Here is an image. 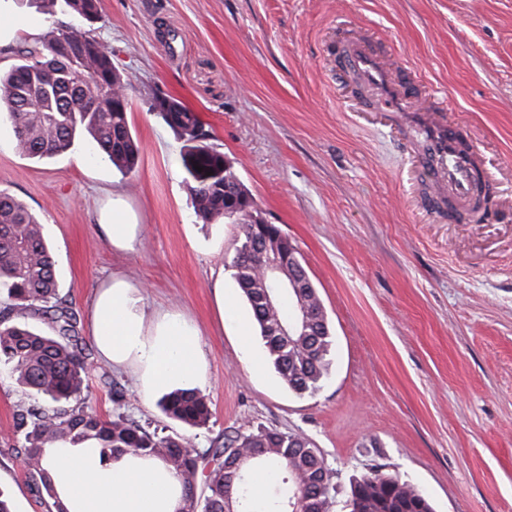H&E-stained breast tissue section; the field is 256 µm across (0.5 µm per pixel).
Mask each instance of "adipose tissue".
Instances as JSON below:
<instances>
[{"label":"adipose tissue","instance_id":"1","mask_svg":"<svg viewBox=\"0 0 512 512\" xmlns=\"http://www.w3.org/2000/svg\"><path fill=\"white\" fill-rule=\"evenodd\" d=\"M98 227L111 246L133 249L138 224L121 198L101 212ZM91 334L110 365H137L144 390H170L204 384V356L199 334L173 315L146 327L135 288L118 278L103 282L90 307ZM46 458L59 496L69 512H177L178 477L159 459L125 455L103 460L98 448H50Z\"/></svg>","mask_w":512,"mask_h":512}]
</instances>
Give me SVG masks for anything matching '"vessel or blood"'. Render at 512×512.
<instances>
[{"instance_id":"vessel-or-blood-1","label":"vessel or blood","mask_w":512,"mask_h":512,"mask_svg":"<svg viewBox=\"0 0 512 512\" xmlns=\"http://www.w3.org/2000/svg\"><path fill=\"white\" fill-rule=\"evenodd\" d=\"M338 69L342 74L356 76L361 84L375 90L374 106L385 112H398L421 136V145L431 161L425 173L430 192L428 208L438 206L447 198L449 220L460 218L477 221L474 210L476 168L481 163V150L473 138H461L458 126L448 121L443 108L429 100L414 101L404 85L397 82L390 68L375 50L351 41L339 49Z\"/></svg>"}]
</instances>
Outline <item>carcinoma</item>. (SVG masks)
<instances>
[{"mask_svg":"<svg viewBox=\"0 0 512 512\" xmlns=\"http://www.w3.org/2000/svg\"><path fill=\"white\" fill-rule=\"evenodd\" d=\"M37 10L54 19L70 13L96 18V0H34ZM19 63L0 73V90L9 92L0 107L14 131L17 148L27 157L49 159L67 151L75 137L88 134L100 154L117 169L130 172L140 147L127 118V82L112 64V54L92 36L62 21L52 22L40 44L17 49ZM87 72L81 88L71 86V74ZM168 127L184 142L181 162L194 212L205 222L219 219L239 225L243 242L232 259L234 279L249 306L268 360L281 382L296 394L312 393L330 369L332 336L318 291L302 264L295 273L306 282L302 295L259 275L253 255L258 225L247 211L235 212L224 201V182L237 180L224 154L208 144L209 133L192 112L181 111ZM201 170H196L195 166ZM0 288L9 304L0 308V366L15 382L42 403L16 406L14 449L30 474L34 489L53 499L55 512H68L43 467L44 449L90 442L103 458L120 460L126 454L163 460L182 482L178 512H253L254 501L245 474L254 466L282 473L298 484V495L270 505L271 512H329L332 475L314 444L306 437L276 429L258 428L224 437V443L204 451L189 450L184 436L159 435L122 412L106 418L86 403L89 372L113 400L120 392L112 375L94 363L93 353L79 335L77 317L59 297L54 260L44 241L42 224L31 209L7 190H0ZM277 296L263 303L266 293ZM317 311L316 328L301 326L288 306ZM49 320L53 334L16 323V312ZM164 413L190 428L205 426L211 417L207 397L195 389L166 394ZM351 512H434L420 491L399 476L373 470L352 481Z\"/></svg>","mask_w":512,"mask_h":512,"instance_id":"obj_1","label":"carcinoma"}]
</instances>
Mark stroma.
Masks as SVG:
<instances>
[{"instance_id": "obj_1", "label": "stroma", "mask_w": 512, "mask_h": 512, "mask_svg": "<svg viewBox=\"0 0 512 512\" xmlns=\"http://www.w3.org/2000/svg\"><path fill=\"white\" fill-rule=\"evenodd\" d=\"M62 20L90 26L129 80L137 165L118 170L86 136L28 158L4 120L0 189L38 215L83 338L98 286L121 277L146 320L176 313L200 334L212 417L195 447L260 427L304 434L333 472L330 512H348L351 479L376 466L434 512H512V0H99L95 22ZM353 36L407 62L477 138L493 192L482 223L420 207L424 168L403 120L364 111L336 70ZM160 96L200 118L256 210L297 248L335 342L315 394L289 392L259 337L222 319L221 295L251 316L230 268L242 238L237 225L197 219ZM115 194L141 226L127 252L97 227ZM111 374L123 400L90 377L94 410L186 434L134 367ZM22 400L1 369L0 490L14 512H52L7 445Z\"/></svg>"}]
</instances>
